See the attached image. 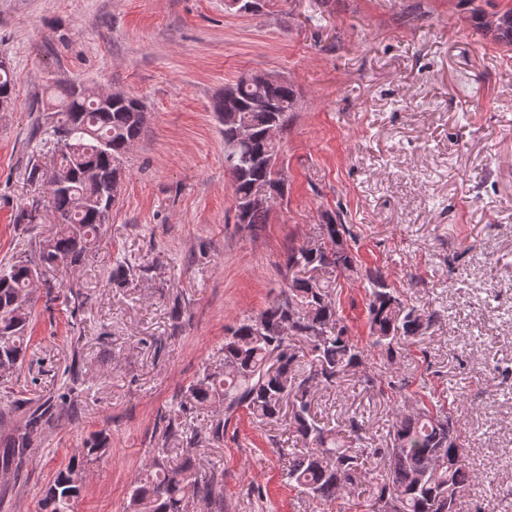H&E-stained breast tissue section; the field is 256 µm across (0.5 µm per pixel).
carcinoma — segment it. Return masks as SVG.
I'll return each instance as SVG.
<instances>
[{
  "mask_svg": "<svg viewBox=\"0 0 512 512\" xmlns=\"http://www.w3.org/2000/svg\"><path fill=\"white\" fill-rule=\"evenodd\" d=\"M473 19L493 42L512 47V6ZM236 111H226L217 97L213 111L224 123V163L235 169L234 198L241 207L254 188L264 187L284 197L283 180L272 157L279 145L266 136L271 124H288L297 109L291 83L262 88L237 80L231 86ZM14 101L11 71L0 68V107ZM141 101L130 96L101 104L90 89L71 85L61 90L54 113L45 122L41 143L58 153L50 175L32 162L28 179H47L60 230L44 240L36 257L21 255L0 266V380L21 368L28 351L27 330L34 288L45 287L46 302L58 300L52 273L77 266L98 240L112 214V192L121 186V165L144 127ZM252 128L249 140L237 139L236 124ZM94 170L85 177V168ZM321 242L288 251V267L298 268L280 298L260 314L242 320L224 340V370L204 369L186 388L187 402L169 417L168 435L191 447L202 440L224 442L231 416L243 408L259 420H283L295 433L300 448L288 449V482L326 505L362 485L368 487L370 512H459V504L478 481L464 461L456 422L451 413L428 408L397 409L383 448H369L364 426L351 415L346 421L355 443L345 446L333 430L312 414L314 389L336 388L350 375L380 395L398 393L395 382L369 369V353L354 343L348 326L331 301L332 282L318 271L342 277L362 276L370 285L366 306L369 347L381 360L396 361L401 338L415 339L434 325L440 313L410 307L382 273L368 268L360 274L349 241L355 238L341 215L326 213L320 225ZM214 409L206 431L188 423L196 409ZM18 425L0 434V473L19 474L34 439L62 419L53 399L38 403L18 399L11 405ZM107 450L101 435L77 449L59 470L40 500V512H74L89 473V465ZM170 448L157 450L147 468L131 485L127 512H195L202 503L222 512V473L204 470L189 456L170 463Z\"/></svg>",
  "mask_w": 512,
  "mask_h": 512,
  "instance_id": "cac0c4a2",
  "label": "carcinoma"
}]
</instances>
